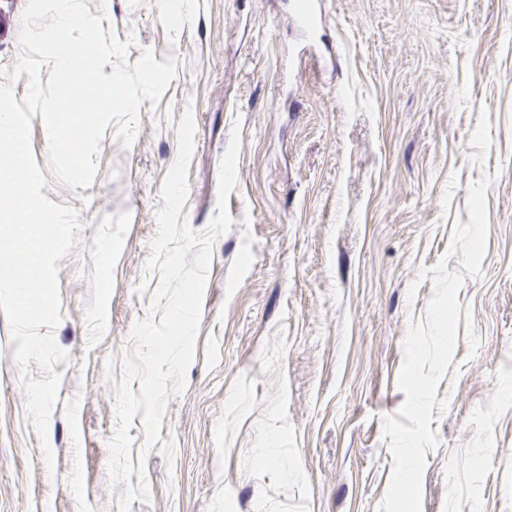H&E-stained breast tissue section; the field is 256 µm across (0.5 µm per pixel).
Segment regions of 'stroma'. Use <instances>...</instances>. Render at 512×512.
Listing matches in <instances>:
<instances>
[{"label": "stroma", "instance_id": "1", "mask_svg": "<svg viewBox=\"0 0 512 512\" xmlns=\"http://www.w3.org/2000/svg\"><path fill=\"white\" fill-rule=\"evenodd\" d=\"M102 27L178 58L123 145L108 126L91 187L44 188L82 226L59 261L56 402L46 437L25 405L0 313V512H378L394 471L384 420L409 324L426 319L438 263L489 178L486 251L459 290L452 364L437 397L423 512H512V0H85ZM26 0H0V69L20 56ZM192 106L182 213H216L240 132L230 232L214 246L195 359L130 487L108 477L116 386L159 283L147 261L161 187ZM51 447L53 463L43 449Z\"/></svg>", "mask_w": 512, "mask_h": 512}]
</instances>
